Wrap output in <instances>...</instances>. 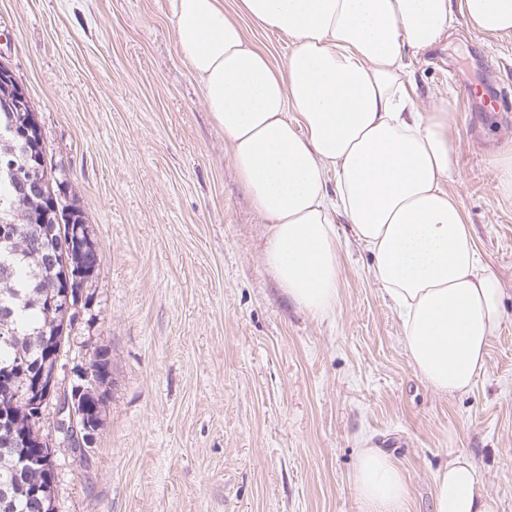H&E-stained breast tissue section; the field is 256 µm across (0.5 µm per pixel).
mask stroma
Masks as SVG:
<instances>
[{"instance_id":"obj_1","label":"stroma","mask_w":512,"mask_h":512,"mask_svg":"<svg viewBox=\"0 0 512 512\" xmlns=\"http://www.w3.org/2000/svg\"><path fill=\"white\" fill-rule=\"evenodd\" d=\"M406 61L419 101L448 102V189L506 288L508 318L462 395L417 375L344 219L335 313L312 316L278 286L170 0H0V62L28 92L101 257L96 317L58 378L104 348L112 383L95 446L56 457V512H361L362 448L402 468L405 512H432L436 474L461 451L512 512V198L490 163L512 142V38L458 23Z\"/></svg>"}]
</instances>
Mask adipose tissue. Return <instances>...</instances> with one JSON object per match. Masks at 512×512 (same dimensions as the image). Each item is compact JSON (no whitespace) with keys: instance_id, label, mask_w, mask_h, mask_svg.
I'll use <instances>...</instances> for the list:
<instances>
[{"instance_id":"obj_1","label":"adipose tissue","mask_w":512,"mask_h":512,"mask_svg":"<svg viewBox=\"0 0 512 512\" xmlns=\"http://www.w3.org/2000/svg\"><path fill=\"white\" fill-rule=\"evenodd\" d=\"M287 36L281 66L246 37L224 0H170L179 53L265 223L263 262L312 315L338 303L337 218L372 259L418 375L437 393L468 392L506 318L504 288L447 189L458 150L447 103L418 101L405 58L447 38L456 18L512 37V0H238ZM361 512H404L396 461L359 451ZM434 512H497L475 461L441 468Z\"/></svg>"}]
</instances>
